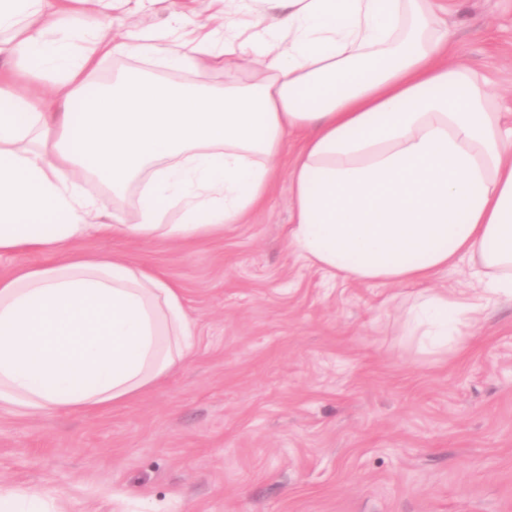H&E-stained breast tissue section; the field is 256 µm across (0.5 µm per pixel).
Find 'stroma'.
<instances>
[{"label": "stroma", "instance_id": "obj_1", "mask_svg": "<svg viewBox=\"0 0 512 512\" xmlns=\"http://www.w3.org/2000/svg\"><path fill=\"white\" fill-rule=\"evenodd\" d=\"M112 15L165 30L183 5ZM457 61L512 113V0H450ZM297 141L262 208L187 243H76L176 282L197 347L110 410H0V490L50 512H512V301L424 351L404 329L424 290L469 288L467 263L429 285L332 276L288 244Z\"/></svg>", "mask_w": 512, "mask_h": 512}]
</instances>
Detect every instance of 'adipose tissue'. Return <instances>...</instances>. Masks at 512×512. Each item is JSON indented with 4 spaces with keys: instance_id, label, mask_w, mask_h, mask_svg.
Returning <instances> with one entry per match:
<instances>
[{
    "instance_id": "obj_1",
    "label": "adipose tissue",
    "mask_w": 512,
    "mask_h": 512,
    "mask_svg": "<svg viewBox=\"0 0 512 512\" xmlns=\"http://www.w3.org/2000/svg\"><path fill=\"white\" fill-rule=\"evenodd\" d=\"M113 2L0 0V255L55 257L0 276V409L103 410L169 375L196 344L181 289L72 244L186 242L242 223L293 135L288 241L302 258L383 285L468 262L478 292L409 312L434 354L512 300V121L455 61L437 0H267L263 13L224 0L222 23L189 36L178 14L163 36L115 32ZM112 57L180 70L208 58L224 83L128 68L92 88Z\"/></svg>"
}]
</instances>
